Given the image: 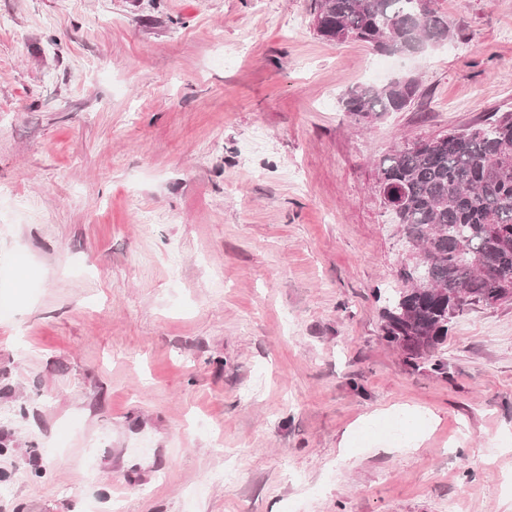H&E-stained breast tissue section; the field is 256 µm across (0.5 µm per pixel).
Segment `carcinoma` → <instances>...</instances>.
Wrapping results in <instances>:
<instances>
[{
  "instance_id": "carcinoma-1",
  "label": "carcinoma",
  "mask_w": 512,
  "mask_h": 512,
  "mask_svg": "<svg viewBox=\"0 0 512 512\" xmlns=\"http://www.w3.org/2000/svg\"><path fill=\"white\" fill-rule=\"evenodd\" d=\"M436 0H318L317 33L356 40L374 50L410 55L453 37ZM414 79L357 86L340 103L354 121L371 123L405 108ZM376 189L405 242L424 265L398 270L402 288L387 297L381 339L413 368L441 373L435 355L448 335V310L460 316L501 294L512 274V111L399 147L380 159Z\"/></svg>"
}]
</instances>
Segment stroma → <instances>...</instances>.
Instances as JSON below:
<instances>
[{"mask_svg":"<svg viewBox=\"0 0 512 512\" xmlns=\"http://www.w3.org/2000/svg\"><path fill=\"white\" fill-rule=\"evenodd\" d=\"M316 4L0 0V512H512V303L434 374L375 297L377 162L512 109V0H437L415 56ZM403 76L405 110L342 111Z\"/></svg>","mask_w":512,"mask_h":512,"instance_id":"1","label":"stroma"}]
</instances>
